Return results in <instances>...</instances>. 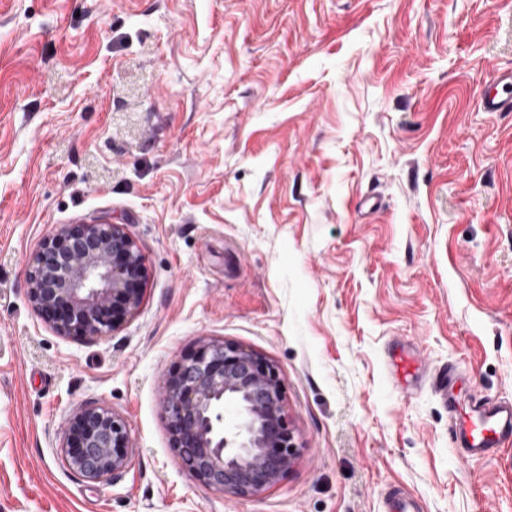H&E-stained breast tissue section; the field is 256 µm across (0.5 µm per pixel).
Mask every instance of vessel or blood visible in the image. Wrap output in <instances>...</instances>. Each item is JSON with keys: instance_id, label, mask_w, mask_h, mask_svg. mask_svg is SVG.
Listing matches in <instances>:
<instances>
[{"instance_id": "obj_1", "label": "vessel or blood", "mask_w": 512, "mask_h": 512, "mask_svg": "<svg viewBox=\"0 0 512 512\" xmlns=\"http://www.w3.org/2000/svg\"><path fill=\"white\" fill-rule=\"evenodd\" d=\"M492 89L482 99L488 112H512V72L490 78ZM395 374L409 384L428 382L450 415L451 437L460 460L494 456L512 446V401L477 392L464 393L465 377L455 364L423 368L412 354L394 355Z\"/></svg>"}]
</instances>
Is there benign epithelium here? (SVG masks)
<instances>
[{"instance_id":"benign-epithelium-1","label":"benign epithelium","mask_w":512,"mask_h":512,"mask_svg":"<svg viewBox=\"0 0 512 512\" xmlns=\"http://www.w3.org/2000/svg\"><path fill=\"white\" fill-rule=\"evenodd\" d=\"M147 268L121 224H69L45 236L28 262V297L60 333L105 336L140 304ZM285 383L261 354L203 341L166 373L163 411L171 447L203 485L249 496L276 485L301 451L285 405ZM237 408L221 426L220 410ZM131 441L122 418L104 407L76 412L61 451L68 466L103 482L123 470Z\"/></svg>"}]
</instances>
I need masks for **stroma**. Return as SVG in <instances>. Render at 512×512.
<instances>
[{"mask_svg":"<svg viewBox=\"0 0 512 512\" xmlns=\"http://www.w3.org/2000/svg\"><path fill=\"white\" fill-rule=\"evenodd\" d=\"M512 0H0V512H512V449L461 462L429 385L512 400ZM124 225L136 312L62 335L26 261L65 224ZM279 369L304 449L252 497L169 446L164 376L201 339ZM105 406L133 442L86 480L60 453ZM495 91H488L482 98L487 112H512V72L495 73L490 78Z\"/></svg>","mask_w":512,"mask_h":512,"instance_id":"obj_1","label":"stroma"}]
</instances>
